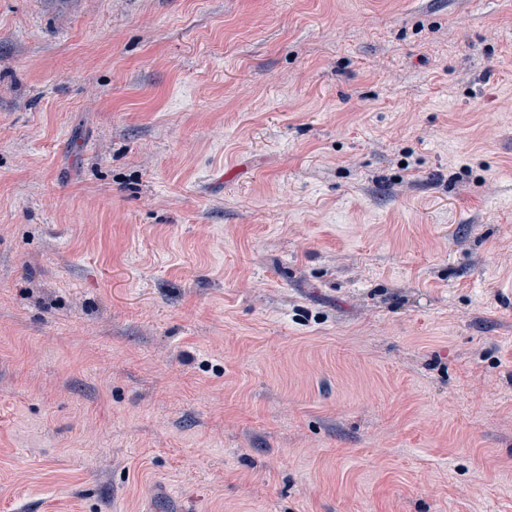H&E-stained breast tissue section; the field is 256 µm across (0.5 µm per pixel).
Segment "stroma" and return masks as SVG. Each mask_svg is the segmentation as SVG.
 Listing matches in <instances>:
<instances>
[{
	"instance_id": "35a3bbf8",
	"label": "stroma",
	"mask_w": 512,
	"mask_h": 512,
	"mask_svg": "<svg viewBox=\"0 0 512 512\" xmlns=\"http://www.w3.org/2000/svg\"><path fill=\"white\" fill-rule=\"evenodd\" d=\"M0 512H512V0H0Z\"/></svg>"
}]
</instances>
